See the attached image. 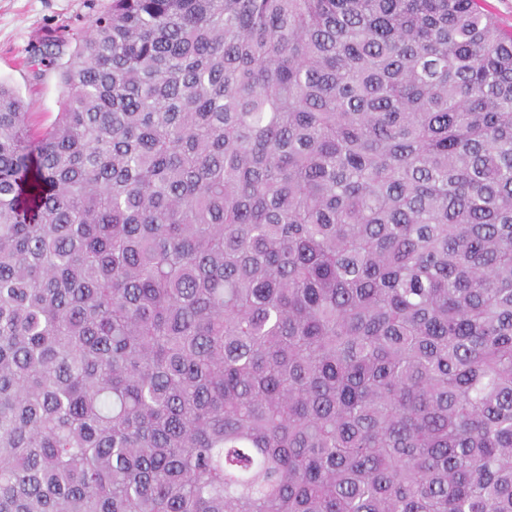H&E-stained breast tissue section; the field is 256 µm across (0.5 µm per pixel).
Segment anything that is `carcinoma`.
<instances>
[{
  "label": "carcinoma",
  "instance_id": "1",
  "mask_svg": "<svg viewBox=\"0 0 512 512\" xmlns=\"http://www.w3.org/2000/svg\"><path fill=\"white\" fill-rule=\"evenodd\" d=\"M480 3L112 0L0 85V512H512Z\"/></svg>",
  "mask_w": 512,
  "mask_h": 512
}]
</instances>
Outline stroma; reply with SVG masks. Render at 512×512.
Here are the masks:
<instances>
[{
	"mask_svg": "<svg viewBox=\"0 0 512 512\" xmlns=\"http://www.w3.org/2000/svg\"><path fill=\"white\" fill-rule=\"evenodd\" d=\"M110 0H0V83L16 91L37 128L50 125L66 97L59 73L35 69L36 56L48 40L71 52L78 36L90 31Z\"/></svg>",
	"mask_w": 512,
	"mask_h": 512,
	"instance_id": "35a3bbf8",
	"label": "stroma"
}]
</instances>
